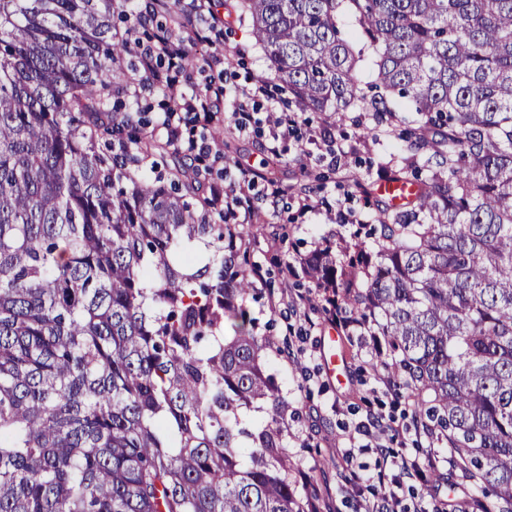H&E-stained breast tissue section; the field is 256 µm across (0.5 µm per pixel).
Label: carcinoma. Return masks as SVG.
Returning <instances> with one entry per match:
<instances>
[{"label":"carcinoma","mask_w":512,"mask_h":512,"mask_svg":"<svg viewBox=\"0 0 512 512\" xmlns=\"http://www.w3.org/2000/svg\"><path fill=\"white\" fill-rule=\"evenodd\" d=\"M114 2L0 0V512H309L235 225L98 147ZM242 8L304 111L415 114L386 176L415 199L376 249L329 247L307 273L369 321L448 443L469 478L448 502L512 512V0Z\"/></svg>","instance_id":"1"}]
</instances>
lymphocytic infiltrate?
Returning <instances> with one entry per match:
<instances>
[{"label": "lymphocytic infiltrate", "mask_w": 512, "mask_h": 512, "mask_svg": "<svg viewBox=\"0 0 512 512\" xmlns=\"http://www.w3.org/2000/svg\"><path fill=\"white\" fill-rule=\"evenodd\" d=\"M216 0H179L178 11H171L170 0H145L132 4L134 24L124 37L127 52L137 62L134 78L126 84L127 96L139 98L163 93L171 108L158 123L166 142L174 149L185 150L191 167L206 160H221L224 143L210 131L226 100L238 103L235 126L243 133L261 138L263 149L270 155H280L285 143H302L306 139L320 141L324 157L332 165H340L344 151L337 149L336 137L330 128L312 129L307 120L288 108L278 97L269 78L249 76L239 78L231 71L230 62L219 53L217 45L224 26L223 14L216 12ZM170 14V24L159 26L158 15ZM204 49L203 62L213 71L203 87L186 93L179 84L180 76L189 66L188 47ZM205 200L210 211L227 213L241 224H256L266 213L296 205L299 213L310 211L309 198L289 201L275 184L266 183L262 172L252 169L224 167L204 186ZM410 431L406 423L380 409H368L348 436L344 456L355 463L357 456L374 451L372 469L365 473L366 494L360 500L359 512H447L444 501L425 508L421 502H408L410 483L419 478L424 468L438 467L443 459L438 455L424 458L400 454L392 448L396 438Z\"/></svg>", "instance_id": "lymphocytic-infiltrate-1"}]
</instances>
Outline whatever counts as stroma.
<instances>
[{"instance_id":"obj_1","label":"stroma","mask_w":512,"mask_h":512,"mask_svg":"<svg viewBox=\"0 0 512 512\" xmlns=\"http://www.w3.org/2000/svg\"><path fill=\"white\" fill-rule=\"evenodd\" d=\"M224 36L221 46L227 57H234L236 49H245L235 70L239 76L254 73L268 75V62L255 42L252 21L245 17L241 0H223ZM234 102H226V117L216 126L215 136L224 142V158L244 168L262 171L274 178L291 195L301 191L312 194L329 192L350 200L359 224H376L389 202L377 186L381 181L378 169L391 158L399 156L407 147L404 140L392 134L389 127L375 123L371 116L351 112L347 116L328 114L336 142L345 146L360 142V150L345 160L339 168L329 167L318 156L320 145L304 143L303 147L287 146L280 157L264 152L253 135L240 134L234 126L231 113ZM359 224H342L333 215L322 211L310 213L305 223H296L291 214L268 217L263 224L239 227L242 249L250 264L261 266L264 282L255 286L246 304L258 322L257 333L271 337L273 345L262 355L269 373L275 377L282 396L290 408L299 413L298 419L288 423V447L296 471L311 476L309 489L319 499L320 512H355L356 498L350 482L351 468L336 439L343 434L345 424L355 422L362 407L361 398L375 387L369 357L353 338L341 337L336 355L343 365L336 380L328 379L323 371L321 336L327 335V303L318 296L314 284L299 265L323 241L339 244L353 239ZM309 294L313 304L304 316L290 317L284 308H271L270 296L281 293ZM294 325L293 338L299 365H292L280 356L287 325ZM311 373L314 380L309 390H302L303 373Z\"/></svg>"}]
</instances>
